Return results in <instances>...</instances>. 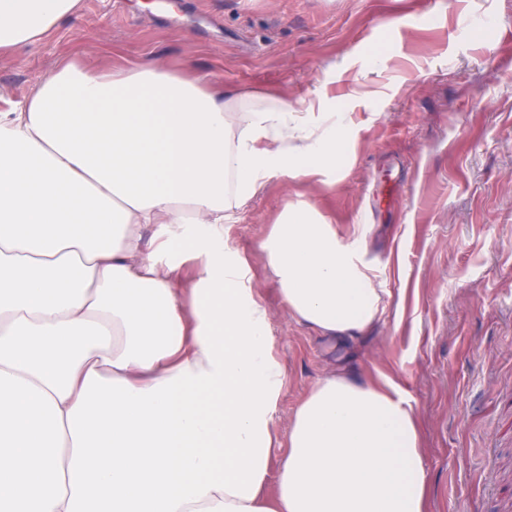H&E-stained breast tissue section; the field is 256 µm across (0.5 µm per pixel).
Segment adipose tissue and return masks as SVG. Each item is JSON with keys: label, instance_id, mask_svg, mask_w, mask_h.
Instances as JSON below:
<instances>
[{"label": "adipose tissue", "instance_id": "ef3b65f1", "mask_svg": "<svg viewBox=\"0 0 512 512\" xmlns=\"http://www.w3.org/2000/svg\"><path fill=\"white\" fill-rule=\"evenodd\" d=\"M79 3L0 0V52ZM355 137L326 98L225 101L152 65L68 63L0 114V512H427L389 380H318L276 458L285 372L224 239L226 212L273 177L333 176ZM260 248L322 339L380 320L373 266L315 207L288 205ZM176 249L187 288L162 266Z\"/></svg>", "mask_w": 512, "mask_h": 512}]
</instances>
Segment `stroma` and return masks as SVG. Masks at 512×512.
<instances>
[{
  "mask_svg": "<svg viewBox=\"0 0 512 512\" xmlns=\"http://www.w3.org/2000/svg\"><path fill=\"white\" fill-rule=\"evenodd\" d=\"M146 2L80 0L0 55V112L68 60L188 68L229 100L346 97L357 140L340 180L272 178L224 223L286 373L278 454L317 379L386 377L415 411L429 512H512V0ZM360 83L375 103L352 99ZM290 203L347 237L365 227L385 313L339 360L266 270L260 243Z\"/></svg>",
  "mask_w": 512,
  "mask_h": 512,
  "instance_id": "stroma-1",
  "label": "stroma"
}]
</instances>
